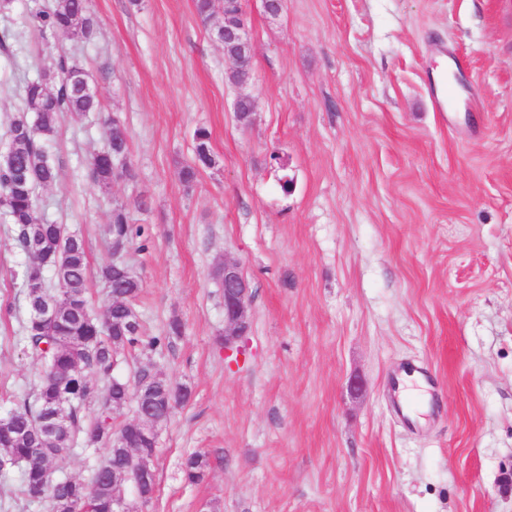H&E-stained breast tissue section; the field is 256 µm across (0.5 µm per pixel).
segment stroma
<instances>
[{"label":"stroma","instance_id":"stroma-1","mask_svg":"<svg viewBox=\"0 0 512 512\" xmlns=\"http://www.w3.org/2000/svg\"><path fill=\"white\" fill-rule=\"evenodd\" d=\"M0 11V136L26 80L52 65L29 22ZM101 30L58 47L123 121L134 176H87L100 118H61L57 185L43 211L81 234L91 270L112 260L99 227L126 206L146 248L129 263L135 303L163 353L136 352L187 387L159 432L156 497L130 512H512V0H246L252 79L194 0H88ZM447 66L464 104L437 111ZM253 95L247 127L233 103ZM211 132L214 164L192 189L176 171ZM250 281L251 327L224 354V257ZM24 256L0 225V413L39 361L17 343ZM429 386L425 412L399 397ZM206 453L187 484L183 458ZM424 384L416 374L407 376L404 384L399 386L400 396L405 404L414 403L418 411H423Z\"/></svg>","mask_w":512,"mask_h":512}]
</instances>
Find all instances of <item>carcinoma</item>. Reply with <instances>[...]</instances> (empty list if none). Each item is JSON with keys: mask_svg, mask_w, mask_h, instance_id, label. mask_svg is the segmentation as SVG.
<instances>
[{"mask_svg": "<svg viewBox=\"0 0 512 512\" xmlns=\"http://www.w3.org/2000/svg\"><path fill=\"white\" fill-rule=\"evenodd\" d=\"M194 7L198 21L213 29L214 0H194ZM30 18L46 42L60 34L88 42L98 34V21L89 12L87 0H55L50 10L31 9ZM80 69L79 63L62 53L55 58L52 69L27 80L22 94L24 108L9 120L5 132L7 149L13 157L0 165V223L7 225L27 258L23 342L39 360L42 371L33 388L0 416L10 421L8 428L0 429V476L20 467V483L14 495L28 505L47 501L51 512H76L88 501L93 512H113L121 497V475L129 458L137 453H153L155 447L142 440L135 424L112 431V413L127 403L130 394L127 382L113 375L112 344L156 352L168 343L165 336L143 335L138 316L132 313L142 285L128 269L110 263L100 269L99 279L108 301L101 313L92 312L84 240L65 225L46 220L37 205V189L54 184L58 177L44 145L55 136L60 117L67 114L81 118L100 109L97 97L83 93L75 84L80 77L89 78L86 72L76 74ZM107 125L108 148L94 155L88 164L89 178L105 189L121 177L112 168V154L128 149L126 133L111 118ZM194 141L193 162L178 172L179 180L188 188L195 184L200 170L213 162L209 130L197 128ZM103 234L108 246L121 244L126 251L141 237V228L129 222L127 209L120 205L112 209ZM35 237L43 242L39 253L29 249ZM38 301L53 307L52 318L34 317ZM95 376L105 383L102 393L93 381ZM134 383H144L158 394V400L150 405L151 415L163 422L168 421L177 404L187 399V392L148 369L137 371ZM60 402L66 407L65 419L55 432L46 434V412ZM91 406L97 407L98 413L88 420L84 411ZM118 436L128 447H112V439ZM37 448L44 452L34 460ZM78 448L92 452L105 449L108 467L93 466L87 482L54 469L56 462L67 459ZM208 467L206 454L193 453L182 463L183 476L187 482L198 484Z\"/></svg>", "mask_w": 512, "mask_h": 512, "instance_id": "1", "label": "carcinoma"}]
</instances>
